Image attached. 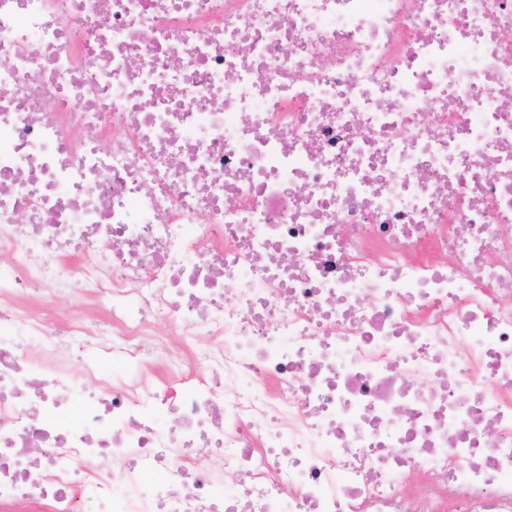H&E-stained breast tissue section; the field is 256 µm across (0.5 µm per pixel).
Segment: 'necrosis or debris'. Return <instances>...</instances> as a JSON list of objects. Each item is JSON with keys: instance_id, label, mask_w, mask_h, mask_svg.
I'll return each instance as SVG.
<instances>
[{"instance_id": "necrosis-or-debris-1", "label": "necrosis or debris", "mask_w": 512, "mask_h": 512, "mask_svg": "<svg viewBox=\"0 0 512 512\" xmlns=\"http://www.w3.org/2000/svg\"><path fill=\"white\" fill-rule=\"evenodd\" d=\"M0 512H512V0H0Z\"/></svg>"}]
</instances>
